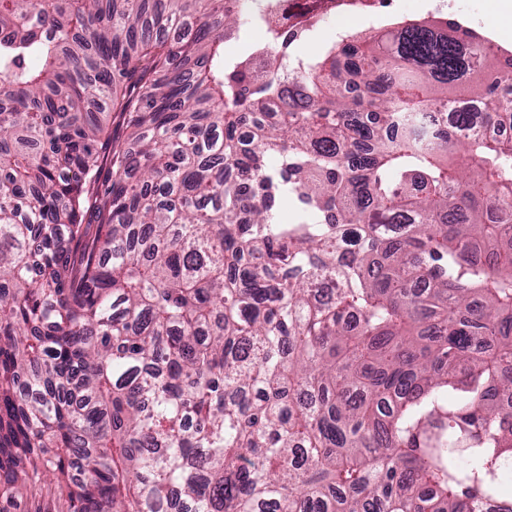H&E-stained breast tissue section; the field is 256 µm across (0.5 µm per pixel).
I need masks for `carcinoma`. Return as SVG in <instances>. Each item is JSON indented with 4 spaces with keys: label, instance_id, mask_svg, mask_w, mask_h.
I'll use <instances>...</instances> for the list:
<instances>
[{
    "label": "carcinoma",
    "instance_id": "1",
    "mask_svg": "<svg viewBox=\"0 0 512 512\" xmlns=\"http://www.w3.org/2000/svg\"><path fill=\"white\" fill-rule=\"evenodd\" d=\"M338 3L0 0V502L512 512V53Z\"/></svg>",
    "mask_w": 512,
    "mask_h": 512
}]
</instances>
